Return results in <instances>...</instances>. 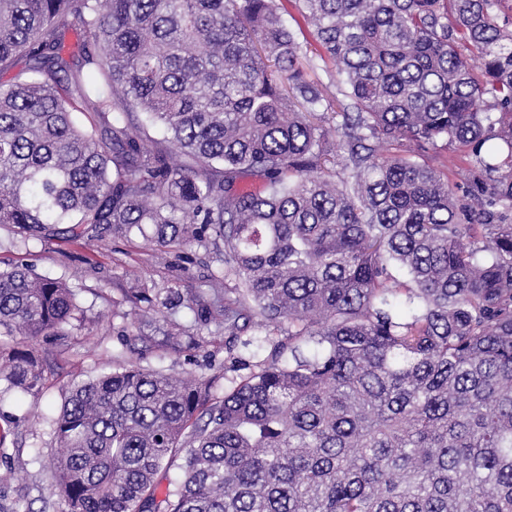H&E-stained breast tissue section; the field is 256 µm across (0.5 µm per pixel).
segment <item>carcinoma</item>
<instances>
[{
    "mask_svg": "<svg viewBox=\"0 0 512 512\" xmlns=\"http://www.w3.org/2000/svg\"><path fill=\"white\" fill-rule=\"evenodd\" d=\"M501 2L0 0V73L29 60L0 85V224L222 239L234 287L134 299L142 319L216 309L228 352L255 347L256 371L212 403L139 365L71 387L54 422L62 512H512ZM317 58L325 85L309 79ZM412 144L462 149L469 182ZM246 176L262 189L239 190ZM77 310L67 283L0 271V334L59 333ZM254 325L264 335L240 341ZM2 380L37 398L44 368L18 352Z\"/></svg>",
    "mask_w": 512,
    "mask_h": 512,
    "instance_id": "obj_1",
    "label": "carcinoma"
}]
</instances>
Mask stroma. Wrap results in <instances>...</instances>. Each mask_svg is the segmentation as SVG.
Listing matches in <instances>:
<instances>
[{
  "label": "stroma",
  "mask_w": 512,
  "mask_h": 512,
  "mask_svg": "<svg viewBox=\"0 0 512 512\" xmlns=\"http://www.w3.org/2000/svg\"><path fill=\"white\" fill-rule=\"evenodd\" d=\"M25 265L37 275L65 281L75 293L85 324L68 336H1L0 353L30 349L45 370L44 394L22 395L0 381V512H61L51 486L55 455L54 420L74 384L133 362L165 374L198 379L209 396L223 397L245 370L225 366L223 330H207L183 307L161 309L137 321L130 291L140 285L190 294L224 286V249L216 245L155 250L139 236L73 238L49 233L24 238L0 225V269Z\"/></svg>",
  "instance_id": "35a3bbf8"
}]
</instances>
